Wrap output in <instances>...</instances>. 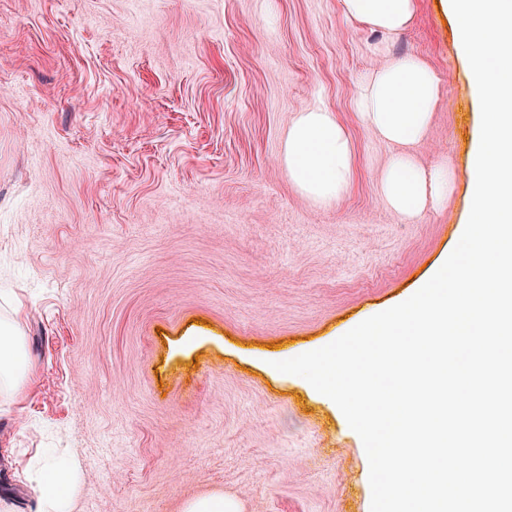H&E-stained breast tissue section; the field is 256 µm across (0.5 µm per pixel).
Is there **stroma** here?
<instances>
[{"label": "stroma", "instance_id": "1", "mask_svg": "<svg viewBox=\"0 0 512 512\" xmlns=\"http://www.w3.org/2000/svg\"><path fill=\"white\" fill-rule=\"evenodd\" d=\"M414 55L440 95L410 152L457 174L447 204L392 212L396 146L361 125L360 81ZM326 106L353 173L328 207L279 162ZM480 105L443 0L387 34L340 0H0V316L25 314L30 375L0 390V512H370L340 408L276 362L408 298L455 248ZM29 480L41 492L45 504L42 511L60 512L69 496L65 492L67 482L59 478L56 462L48 460L42 469L29 475ZM185 512H238V506L222 495H209L189 502Z\"/></svg>", "mask_w": 512, "mask_h": 512}]
</instances>
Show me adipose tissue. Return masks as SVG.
<instances>
[{"instance_id": "1", "label": "adipose tissue", "mask_w": 512, "mask_h": 512, "mask_svg": "<svg viewBox=\"0 0 512 512\" xmlns=\"http://www.w3.org/2000/svg\"><path fill=\"white\" fill-rule=\"evenodd\" d=\"M351 19L389 32L405 29L413 19L415 0H341ZM439 99V80L432 67L416 56L376 70L363 85L357 110L360 120L387 142L401 145L381 176L388 207L412 218L441 205L454 181L452 169L420 167L404 147L423 140ZM279 161L294 188L317 204L338 201L353 170V147L335 114L324 108L298 113L282 142ZM27 371L22 331L17 319H0V388L16 389Z\"/></svg>"}]
</instances>
